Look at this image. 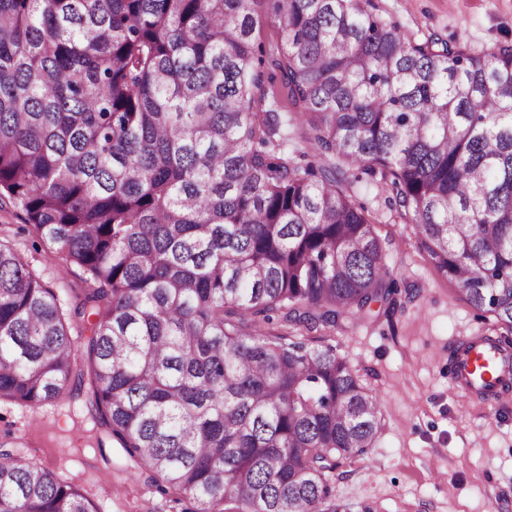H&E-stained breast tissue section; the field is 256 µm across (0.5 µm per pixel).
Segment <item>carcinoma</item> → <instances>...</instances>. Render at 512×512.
I'll use <instances>...</instances> for the list:
<instances>
[{
  "mask_svg": "<svg viewBox=\"0 0 512 512\" xmlns=\"http://www.w3.org/2000/svg\"><path fill=\"white\" fill-rule=\"evenodd\" d=\"M255 3L0 0V198L87 284L62 302L0 237V402L86 391L194 512H348L331 483L375 446L379 402L295 337L393 313L400 289L346 172L381 177L512 346V45L414 43L376 0H270L273 87ZM0 512L97 510L0 448ZM255 18L256 26L253 33V40L255 41V46L262 47L264 51L265 71L272 72L270 64L277 54L279 36L277 24L271 18L267 1H257Z\"/></svg>",
  "mask_w": 512,
  "mask_h": 512,
  "instance_id": "cac0c4a2",
  "label": "carcinoma"
}]
</instances>
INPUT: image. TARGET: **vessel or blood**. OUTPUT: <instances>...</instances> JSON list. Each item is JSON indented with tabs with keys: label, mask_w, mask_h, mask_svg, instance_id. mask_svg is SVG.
I'll return each instance as SVG.
<instances>
[{
	"label": "vessel or blood",
	"mask_w": 512,
	"mask_h": 512,
	"mask_svg": "<svg viewBox=\"0 0 512 512\" xmlns=\"http://www.w3.org/2000/svg\"><path fill=\"white\" fill-rule=\"evenodd\" d=\"M451 374L464 398L496 403L503 384L512 380V347L498 345L486 336H468L456 346Z\"/></svg>",
	"instance_id": "obj_1"
}]
</instances>
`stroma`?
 Instances as JSON below:
<instances>
[{"mask_svg":"<svg viewBox=\"0 0 512 512\" xmlns=\"http://www.w3.org/2000/svg\"><path fill=\"white\" fill-rule=\"evenodd\" d=\"M378 6L418 43L463 39L477 51L512 44V0H378ZM353 190L407 294L392 317L303 337L307 345L335 348L378 397L383 416L375 447L337 471L333 492L349 512H512V395L491 407L471 403L448 374L451 348L485 323L428 263L415 228L389 204L385 184L365 178ZM1 224L24 262L61 298L84 287L78 268L61 269L24 233L21 205L0 199ZM99 438L85 397L34 410L0 404V443L62 475L100 512H189L190 502L158 492L121 448Z\"/></svg>","mask_w":512,"mask_h":512,"instance_id":"obj_1","label":"stroma"}]
</instances>
